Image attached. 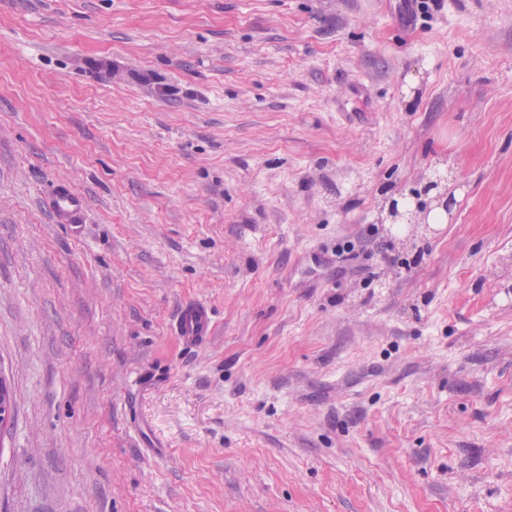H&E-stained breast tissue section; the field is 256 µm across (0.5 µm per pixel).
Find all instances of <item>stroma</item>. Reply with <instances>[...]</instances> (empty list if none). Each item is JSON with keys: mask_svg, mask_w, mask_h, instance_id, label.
Masks as SVG:
<instances>
[{"mask_svg": "<svg viewBox=\"0 0 512 512\" xmlns=\"http://www.w3.org/2000/svg\"><path fill=\"white\" fill-rule=\"evenodd\" d=\"M398 8L0 0V512H512V0ZM53 220L58 224H69L75 232L82 227L84 213L83 198L67 185L58 186L48 200ZM174 329L185 346L195 348L204 345L212 336L210 308L203 302L181 305L174 317Z\"/></svg>", "mask_w": 512, "mask_h": 512, "instance_id": "1", "label": "stroma"}]
</instances>
